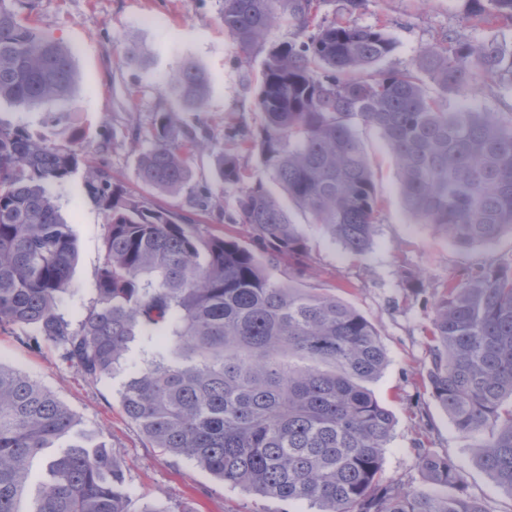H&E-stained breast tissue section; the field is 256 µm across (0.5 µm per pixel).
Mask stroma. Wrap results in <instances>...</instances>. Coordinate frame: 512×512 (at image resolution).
<instances>
[{
	"instance_id": "1",
	"label": "stroma",
	"mask_w": 512,
	"mask_h": 512,
	"mask_svg": "<svg viewBox=\"0 0 512 512\" xmlns=\"http://www.w3.org/2000/svg\"><path fill=\"white\" fill-rule=\"evenodd\" d=\"M219 9V0H35L29 22L73 53V97L32 109L1 101L0 123L55 144L69 143L75 133H83L82 148L89 161L106 164L114 181L130 194L181 210L190 199L188 191L158 192L145 186L137 172L138 158L149 146L155 112L173 111L178 126L200 129L210 137V153L193 163L195 183L207 185L212 192L207 208L197 213L198 233L229 236L251 245L250 227L228 221L235 212V196L223 190L213 156L238 152L242 166L257 172L256 155L237 151L225 132L260 124L254 88L264 56L258 53L242 60L224 33ZM469 9L467 0H362L352 18L363 26L385 21L397 49L380 67L404 69L412 67L419 52L439 43L448 31L475 40L488 38V31L475 25ZM128 40L152 52L147 70L121 68L119 51ZM189 60L200 64L210 81L209 96L200 112L179 109L167 88L169 78ZM134 126L141 132L136 139L129 133ZM357 133L372 163L381 203L373 243L363 256H352L311 226L307 215L293 212V220L309 240L311 255V268L298 285L336 295L363 314L375 326L388 353L386 368L371 384L378 401L395 417L384 480L423 487L414 454L415 447L423 443L464 462L469 490L489 512H512V495L499 489L472 461L470 440L454 430L419 382L428 362L427 330L439 284L512 254V233L503 232L489 246L461 248L417 223L404 206L383 138L370 127L358 128ZM105 134L110 135L112 148L103 153L98 144ZM52 193L77 247L71 291L60 305L61 312L75 321L97 297L106 219L88 197L82 175L53 188ZM407 271L420 274L419 294L403 288L402 276ZM145 350L142 340L134 339L125 362L112 376L95 381L61 360L51 344L31 346L23 343L20 329H0V362L52 391L76 415L83 430L97 435L124 461L133 512H143L156 502L163 503L168 512H293L287 503L224 485L193 462H172L165 452L150 445L120 401L132 376L130 364L141 361ZM420 405L429 413L432 434H424L413 417Z\"/></svg>"
}]
</instances>
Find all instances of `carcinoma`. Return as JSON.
Instances as JSON below:
<instances>
[{
    "mask_svg": "<svg viewBox=\"0 0 512 512\" xmlns=\"http://www.w3.org/2000/svg\"><path fill=\"white\" fill-rule=\"evenodd\" d=\"M319 0H221L224 32L244 59L264 53L254 129L228 137L256 153L250 178L238 154L214 161L235 194V224L257 250L197 233L193 209L176 211L129 194L104 165L72 145L50 144L0 124V328L52 344L98 380L120 365L132 337L150 352L121 393L125 414L154 448L189 460L223 483L286 500L304 512H487L469 491L462 461L425 445L419 471L433 487L386 481L394 428L368 383L388 363L374 325L334 295L298 288L309 269L306 236L290 208L346 250H369L379 200L356 128L376 129L394 158L407 209L457 245L490 244L512 232V113L448 106L487 75L512 88V35L474 41L455 33L421 51L411 68L376 70L396 50L379 22L345 12L319 16ZM483 26L512 23V0H469ZM31 0H0V99L33 108L72 96L70 49L25 25ZM300 38L265 47L283 20ZM149 52L127 43L119 63L144 67ZM180 107L200 112L204 70L184 63L170 83ZM138 175L178 192L208 142L175 133L173 113L154 115ZM86 167L84 185L106 217L97 297L73 322L59 312L77 258L71 226L51 187ZM281 194H274L268 183ZM288 259L286 281L267 266ZM32 332H26V329ZM421 382L495 484L512 495V258L450 278L435 293ZM48 448L49 481L35 512H133L124 463L74 414L20 370L0 363V512L17 504L32 461Z\"/></svg>",
    "mask_w": 512,
    "mask_h": 512,
    "instance_id": "cac0c4a2",
    "label": "carcinoma"
}]
</instances>
